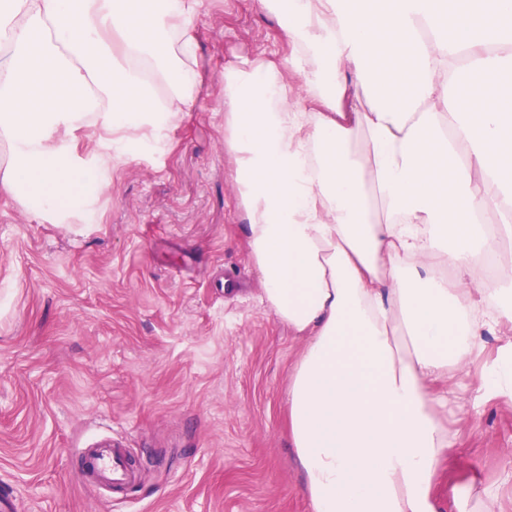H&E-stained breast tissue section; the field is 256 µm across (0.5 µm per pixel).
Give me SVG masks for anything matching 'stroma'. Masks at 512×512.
<instances>
[{
  "instance_id": "1",
  "label": "stroma",
  "mask_w": 512,
  "mask_h": 512,
  "mask_svg": "<svg viewBox=\"0 0 512 512\" xmlns=\"http://www.w3.org/2000/svg\"><path fill=\"white\" fill-rule=\"evenodd\" d=\"M203 88L162 149L115 169L88 220L56 224L0 194V494L9 512H310L288 438L303 340L261 302L224 153V68L287 48L256 0H206ZM440 504L492 485L512 409L457 422ZM128 448L112 493L80 449Z\"/></svg>"
}]
</instances>
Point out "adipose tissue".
I'll use <instances>...</instances> for the list:
<instances>
[{
  "label": "adipose tissue",
  "mask_w": 512,
  "mask_h": 512,
  "mask_svg": "<svg viewBox=\"0 0 512 512\" xmlns=\"http://www.w3.org/2000/svg\"><path fill=\"white\" fill-rule=\"evenodd\" d=\"M259 6L291 58L225 66L224 151L263 301L306 339L288 431L311 512H440L449 411L512 405V256L484 263L512 239V0ZM203 8L0 0V192L59 224L90 216L198 97L185 60ZM81 128L101 133L87 159ZM502 487L510 453L496 488L454 508L499 512Z\"/></svg>",
  "instance_id": "1"
}]
</instances>
